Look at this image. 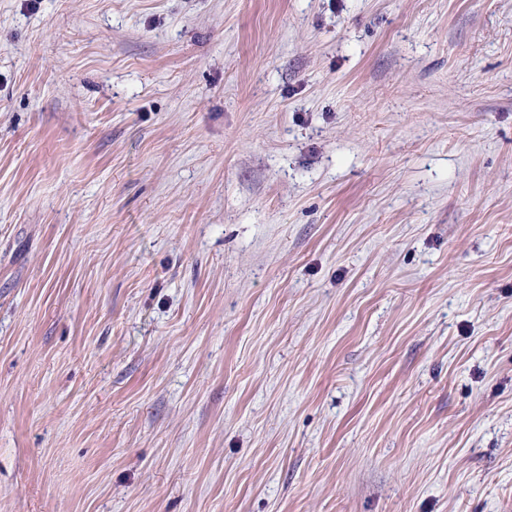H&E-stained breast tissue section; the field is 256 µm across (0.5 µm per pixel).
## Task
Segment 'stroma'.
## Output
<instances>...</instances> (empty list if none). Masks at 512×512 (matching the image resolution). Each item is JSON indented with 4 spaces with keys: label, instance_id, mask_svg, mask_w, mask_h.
I'll return each instance as SVG.
<instances>
[{
    "label": "stroma",
    "instance_id": "obj_1",
    "mask_svg": "<svg viewBox=\"0 0 512 512\" xmlns=\"http://www.w3.org/2000/svg\"><path fill=\"white\" fill-rule=\"evenodd\" d=\"M0 512H512V0H0Z\"/></svg>",
    "mask_w": 512,
    "mask_h": 512
}]
</instances>
